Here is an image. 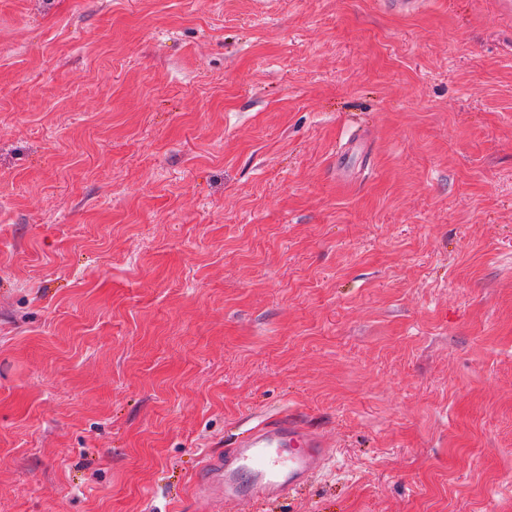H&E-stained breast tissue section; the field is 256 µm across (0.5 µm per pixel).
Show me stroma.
<instances>
[{
    "label": "stroma",
    "instance_id": "35a3bbf8",
    "mask_svg": "<svg viewBox=\"0 0 512 512\" xmlns=\"http://www.w3.org/2000/svg\"><path fill=\"white\" fill-rule=\"evenodd\" d=\"M512 512L501 0H0V512ZM326 442L291 416L259 423L224 455L204 459L196 484L203 503L249 498L261 507L305 488L326 461Z\"/></svg>",
    "mask_w": 512,
    "mask_h": 512
}]
</instances>
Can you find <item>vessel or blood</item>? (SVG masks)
Instances as JSON below:
<instances>
[{"mask_svg": "<svg viewBox=\"0 0 512 512\" xmlns=\"http://www.w3.org/2000/svg\"><path fill=\"white\" fill-rule=\"evenodd\" d=\"M325 448V440L296 418L262 421L224 454L204 459L196 496L228 506L245 497L258 506L286 498L321 471Z\"/></svg>", "mask_w": 512, "mask_h": 512, "instance_id": "vessel-or-blood-1", "label": "vessel or blood"}]
</instances>
